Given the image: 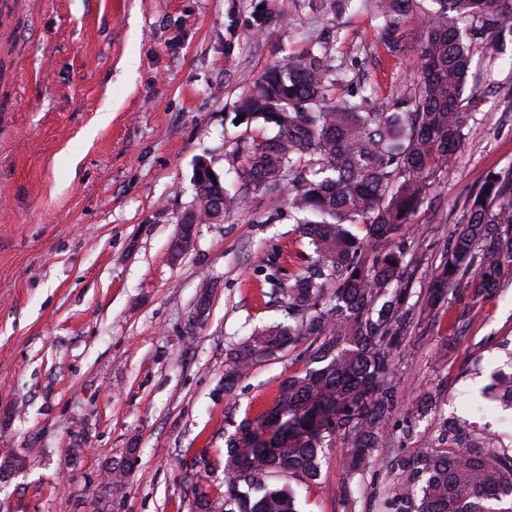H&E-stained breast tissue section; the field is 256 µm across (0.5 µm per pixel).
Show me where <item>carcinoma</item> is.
<instances>
[{
	"label": "carcinoma",
	"instance_id": "obj_1",
	"mask_svg": "<svg viewBox=\"0 0 512 512\" xmlns=\"http://www.w3.org/2000/svg\"><path fill=\"white\" fill-rule=\"evenodd\" d=\"M427 10L413 94L392 106L370 95L336 96L335 54L321 44L268 69L241 98L239 112L259 126L236 170L239 189L222 188L217 209L196 193L195 224L224 221L240 206L239 190L294 192L313 247L306 272L288 286V324L258 329L225 350L224 392L251 374L253 353L301 341L307 368L279 381L275 404L242 419L225 438L224 508L220 512H299L289 487L321 476L325 450L349 448L353 476L369 472L379 449L395 440L400 403L394 351L414 319L408 300L411 252L402 231L427 197L435 172L452 164L462 139L464 97L473 46L512 34V0H366L380 44L400 51L403 17ZM512 278V175L495 174L470 198L464 224L448 240L425 307L440 309L457 289L490 294ZM512 409V373L492 384ZM277 434L264 438L267 430ZM393 475L381 512H487L483 502L512 498V447L496 436L443 421L436 443L386 462ZM193 512H214L205 477L192 476Z\"/></svg>",
	"mask_w": 512,
	"mask_h": 512
}]
</instances>
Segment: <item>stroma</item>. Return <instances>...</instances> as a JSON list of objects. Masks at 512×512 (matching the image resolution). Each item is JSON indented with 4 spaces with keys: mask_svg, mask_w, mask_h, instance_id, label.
I'll list each match as a JSON object with an SVG mask.
<instances>
[{
    "mask_svg": "<svg viewBox=\"0 0 512 512\" xmlns=\"http://www.w3.org/2000/svg\"><path fill=\"white\" fill-rule=\"evenodd\" d=\"M26 0L0 24V512H191L189 466L224 500L225 436L270 408L283 376L303 371L298 349L224 390L225 350L287 320L266 277L304 270L312 250L288 189H249L225 221L200 224L181 256L178 220L196 203L206 160L236 187L242 149L257 134L238 102L269 66L323 40L353 83L380 102L409 97L427 17L403 19L400 52L380 45L364 0L327 24L321 0ZM467 95L478 98L454 163L439 170L414 213L420 302L448 236L493 173L512 169V40L476 45ZM212 288L206 311L202 280ZM497 370H512V281L486 300L450 295L404 335L395 379L403 410L429 390L406 453L428 444L443 417L512 440L508 411L479 406ZM343 445L319 481L293 482L300 512H373L387 471L365 474L355 500ZM125 470L105 487L106 469Z\"/></svg>",
    "mask_w": 512,
    "mask_h": 512,
    "instance_id": "1",
    "label": "stroma"
}]
</instances>
